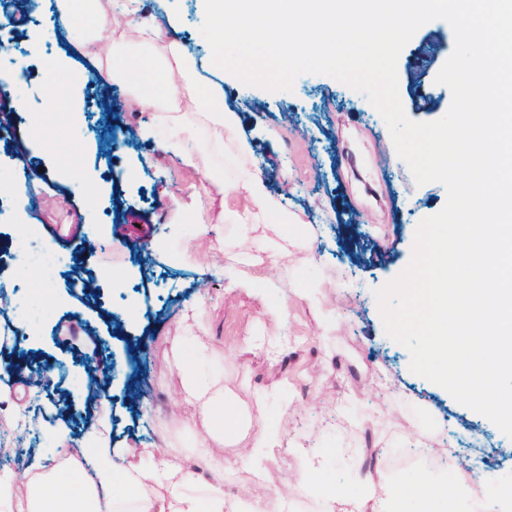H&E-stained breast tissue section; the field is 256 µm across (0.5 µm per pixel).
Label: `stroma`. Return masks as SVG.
Returning a JSON list of instances; mask_svg holds the SVG:
<instances>
[{
  "mask_svg": "<svg viewBox=\"0 0 512 512\" xmlns=\"http://www.w3.org/2000/svg\"><path fill=\"white\" fill-rule=\"evenodd\" d=\"M148 11L166 21L168 39L183 43L203 81L222 85L229 108L238 111L239 131L265 164L264 176L276 200L297 217L285 224L271 212L261 235L277 240L297 234L278 266L241 261L230 249L239 233L222 221L225 201L205 171L234 177L232 157L211 154L199 168L140 139L114 155L107 142L77 140L63 110L78 108L83 126L95 129L109 96L122 107L116 119L139 129L151 114L114 87L67 39L52 37L51 60H64L84 83L63 93L43 85L38 60H30L15 92L39 125L37 155L18 142L0 143V181L16 186L29 223L48 230L77 225L98 243L82 274L67 270L44 300L50 320L19 328L9 305L19 281L12 261L0 264V334L26 346L29 366L47 372L38 410L23 445L48 448L58 423L75 427L74 411L92 403L88 383L93 349L106 345L115 368L104 403L112 461L122 467L135 450L162 455L181 448L180 464L202 481L223 482L227 497L240 496L245 472L218 477L192 447L200 423L181 393L171 347L182 336L220 365L224 383L248 405L253 421L274 423L285 445L267 462L266 485L289 489L295 512H320L313 495L298 484L301 448H319L328 466L315 476L319 487L359 492L358 461L344 449L364 448L380 464L372 477L391 482L428 470L444 488L423 501L405 491V512H498L512 490V438L488 418L459 404L442 387L413 374L410 352L390 339L374 297L375 289L409 263L419 223L447 200L442 183L416 184L399 158L390 131L368 99L338 80L303 74L292 91L270 92L242 84L214 69L211 48L200 32L202 0H145ZM449 24L413 36L396 65L398 95L405 115L428 123L448 111L452 94L436 76L454 50ZM133 166L135 181L110 179V166ZM115 215L111 224H90L86 204ZM211 224L212 235L191 231ZM93 281L99 301H80L77 279ZM137 305L139 320L126 321L115 337L110 313ZM149 340L150 372L139 384L144 411L127 398L131 372L126 342ZM267 393L255 404L256 393ZM336 444H328L329 436ZM471 461L480 494L460 500L449 456Z\"/></svg>",
  "mask_w": 512,
  "mask_h": 512,
  "instance_id": "35a3bbf8",
  "label": "stroma"
}]
</instances>
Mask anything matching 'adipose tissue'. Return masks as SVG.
Here are the masks:
<instances>
[{
	"mask_svg": "<svg viewBox=\"0 0 512 512\" xmlns=\"http://www.w3.org/2000/svg\"><path fill=\"white\" fill-rule=\"evenodd\" d=\"M91 25L71 28L70 35L85 55L104 68L112 82H130L144 107L156 111L165 134L159 146L175 151L185 166L198 168L210 151L232 146L234 153L250 166L241 171L231 186L233 195L244 199L245 206L235 212L241 224H256L270 210L273 199L262 175L259 158L248 139L239 132V116L224 103L221 85H212L199 93V77L193 58L176 41L164 42L163 29L157 20L138 16L140 0H128L124 9L126 21L122 34L130 43H113L110 53H102L100 32L108 11L103 0H84ZM181 376V387L194 406L201 429L193 446L207 467L224 473L223 458L214 456V443L236 445L243 440L252 443V455L243 460V469L259 472L262 461L273 459L281 448L283 437L270 423H254L248 408L223 382L206 374L203 363L206 351L187 352L185 341L172 347ZM61 446H70L65 464H57L43 449H36L27 477L28 494H16L19 475H0V512H290L287 493L271 490L262 480L247 484L248 499L228 498L219 485L197 489V478L191 471L175 463L178 449H169L167 456L139 457L128 467L118 470L98 429L92 428L74 436L68 426L56 425L50 432ZM97 451L93 471L84 464L90 451ZM77 475L78 483L60 479L61 469ZM322 512H402V499L394 487L368 479L360 495L350 496L329 490L322 496Z\"/></svg>",
	"mask_w": 512,
	"mask_h": 512,
	"instance_id": "1",
	"label": "adipose tissue"
}]
</instances>
